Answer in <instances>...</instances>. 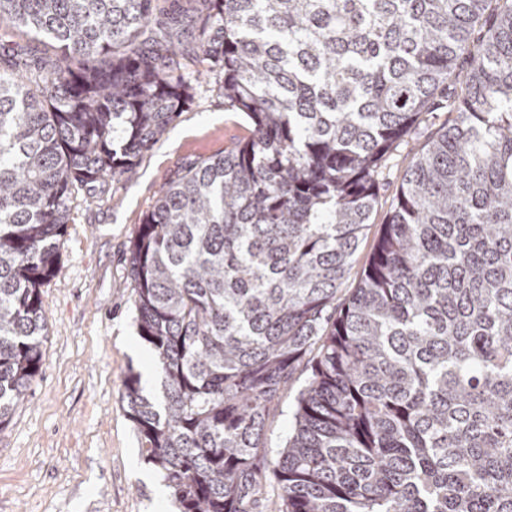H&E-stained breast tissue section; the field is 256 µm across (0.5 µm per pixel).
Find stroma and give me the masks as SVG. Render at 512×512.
I'll list each match as a JSON object with an SVG mask.
<instances>
[{
	"instance_id": "obj_1",
	"label": "stroma",
	"mask_w": 512,
	"mask_h": 512,
	"mask_svg": "<svg viewBox=\"0 0 512 512\" xmlns=\"http://www.w3.org/2000/svg\"><path fill=\"white\" fill-rule=\"evenodd\" d=\"M251 133L247 117L225 105L209 80H199L193 105L142 155L131 177L73 202L55 273L41 287L48 326L41 371L0 428V512H179L173 497H158L157 470L144 460L121 400L128 373L142 375L154 365L135 319L129 251L178 166ZM411 161L402 155L385 170L344 291L356 288ZM307 378L297 373L267 422L270 457L288 440L294 398Z\"/></svg>"
}]
</instances>
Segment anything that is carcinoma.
<instances>
[{"label":"carcinoma","mask_w":512,"mask_h":512,"mask_svg":"<svg viewBox=\"0 0 512 512\" xmlns=\"http://www.w3.org/2000/svg\"><path fill=\"white\" fill-rule=\"evenodd\" d=\"M14 29L44 49L0 53V428L73 199L193 104L190 58L253 130L178 168L130 250L162 381L121 399L181 512H512V0H0ZM435 112L338 300L383 164ZM307 372H298L292 387L285 394L278 410L272 414L265 429L266 446L269 458L275 459L284 449L292 431L291 409L298 391L305 385Z\"/></svg>","instance_id":"1"}]
</instances>
